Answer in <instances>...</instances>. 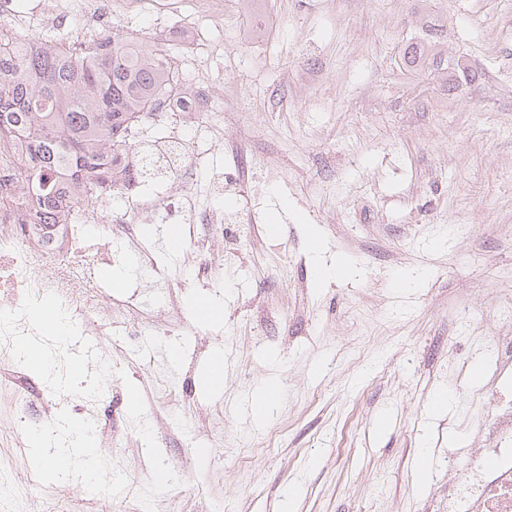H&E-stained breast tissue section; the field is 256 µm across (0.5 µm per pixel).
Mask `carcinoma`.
<instances>
[{
    "mask_svg": "<svg viewBox=\"0 0 512 512\" xmlns=\"http://www.w3.org/2000/svg\"><path fill=\"white\" fill-rule=\"evenodd\" d=\"M410 66L444 71L437 41L410 43ZM187 87L162 38L102 34L73 48L32 40L0 21V138L29 141L18 171L45 224L95 195L118 198L133 176L155 177L154 150L135 147L134 129L160 95Z\"/></svg>",
    "mask_w": 512,
    "mask_h": 512,
    "instance_id": "obj_1",
    "label": "carcinoma"
}]
</instances>
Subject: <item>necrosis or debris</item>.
I'll return each instance as SVG.
<instances>
[{"label": "necrosis or debris", "instance_id": "obj_1", "mask_svg": "<svg viewBox=\"0 0 512 512\" xmlns=\"http://www.w3.org/2000/svg\"><path fill=\"white\" fill-rule=\"evenodd\" d=\"M209 90L195 87L189 96L161 98L152 111V121L180 117L184 128L205 125L210 114ZM200 191L192 164L182 165L170 180L166 193L146 188L125 194L116 225L129 241H136L134 217L149 214L160 222L220 226L231 223L227 215L197 206ZM28 189L15 185L0 201V289L24 288L32 299L42 300L51 292L63 295L70 309V324L89 321L92 312L104 310L113 331L126 332L138 319L131 301L120 298L99 300L91 281L101 256L79 245L98 209L107 208L105 198L85 206L81 217L67 216L61 224H32L26 207ZM36 326L26 322L14 302L0 303V361L22 369L14 350L20 336L37 335ZM490 447L471 449L463 474L448 488V512H512V407L504 410L488 432Z\"/></svg>", "mask_w": 512, "mask_h": 512}]
</instances>
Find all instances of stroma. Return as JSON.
Returning a JSON list of instances; mask_svg holds the SVG:
<instances>
[{"mask_svg": "<svg viewBox=\"0 0 512 512\" xmlns=\"http://www.w3.org/2000/svg\"><path fill=\"white\" fill-rule=\"evenodd\" d=\"M201 17V0H140L114 32L165 33L188 83L239 94L253 167L275 154L285 175L264 195L227 182L226 134L184 138L201 204L256 214L259 237L225 240L197 226L212 253L235 247L217 279L173 252L169 225L142 238L158 264L189 281L171 293L132 264L105 265L109 296L135 297L137 335L102 337L98 367L75 347L38 339L51 371L26 366L33 410L20 422L0 394V448L14 449V492L27 512H448V484L470 449L487 445L512 390V0H258L253 28L238 0ZM55 0H12L19 33H79V12ZM443 22L440 47L472 81L401 61ZM322 252L313 256L309 229ZM343 259L346 271L319 267ZM213 300L224 316L196 322ZM230 359L203 389L211 355ZM280 397L256 416L264 380ZM175 386L185 410L164 407ZM452 401L433 404L440 391ZM89 423L123 479L99 494L80 471L56 472L35 434L63 443L60 417ZM427 457V475L417 462ZM168 481L158 486V472Z\"/></svg>", "mask_w": 512, "mask_h": 512, "instance_id": "obj_1", "label": "stroma"}]
</instances>
